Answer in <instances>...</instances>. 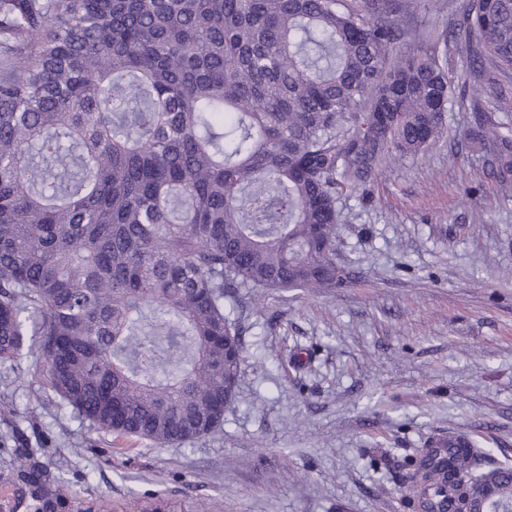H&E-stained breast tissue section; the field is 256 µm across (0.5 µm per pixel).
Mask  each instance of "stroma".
<instances>
[{"mask_svg":"<svg viewBox=\"0 0 512 512\" xmlns=\"http://www.w3.org/2000/svg\"><path fill=\"white\" fill-rule=\"evenodd\" d=\"M468 0H421L407 23L447 56V130L340 196V288L238 289L226 313L244 346L236 403L217 434L186 443L112 440L51 388L43 358L0 363L5 461L29 451L60 512H414L394 477L440 433H468L512 462V183L488 173L465 132L480 95L447 32ZM300 350L309 364L283 367Z\"/></svg>","mask_w":512,"mask_h":512,"instance_id":"1","label":"stroma"}]
</instances>
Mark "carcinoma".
<instances>
[{"label":"carcinoma","mask_w":512,"mask_h":512,"mask_svg":"<svg viewBox=\"0 0 512 512\" xmlns=\"http://www.w3.org/2000/svg\"><path fill=\"white\" fill-rule=\"evenodd\" d=\"M418 0H0V362L25 347L98 429L158 445L217 432L243 344L238 288H336V200L446 125L452 77L398 54ZM448 37L512 109V0H468ZM489 171L512 128L476 119ZM439 434L401 477L462 512L485 468ZM28 507L53 491L36 474ZM495 512H512V481Z\"/></svg>","instance_id":"cac0c4a2"}]
</instances>
